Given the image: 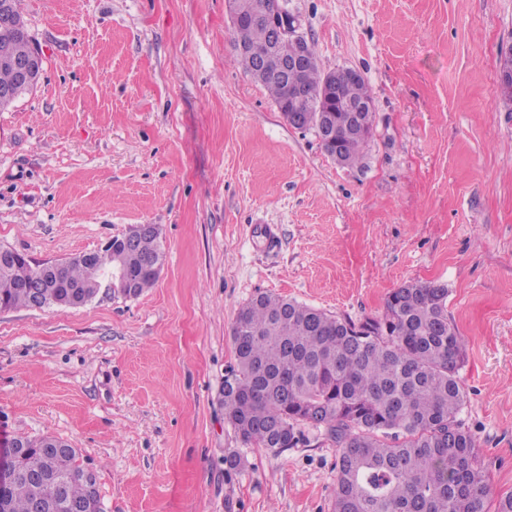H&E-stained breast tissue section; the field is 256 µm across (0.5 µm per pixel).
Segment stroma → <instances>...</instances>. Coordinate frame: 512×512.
Wrapping results in <instances>:
<instances>
[{
  "label": "stroma",
  "mask_w": 512,
  "mask_h": 512,
  "mask_svg": "<svg viewBox=\"0 0 512 512\" xmlns=\"http://www.w3.org/2000/svg\"><path fill=\"white\" fill-rule=\"evenodd\" d=\"M287 7L323 70L364 75L357 166L244 72L228 0H21L44 69L0 112V246L41 263L156 224L166 261L135 297L0 310V444L67 441L105 512H333L323 429L274 454L225 420L235 316L273 293L357 321L435 281L494 512L512 494V0Z\"/></svg>",
  "instance_id": "1"
}]
</instances>
